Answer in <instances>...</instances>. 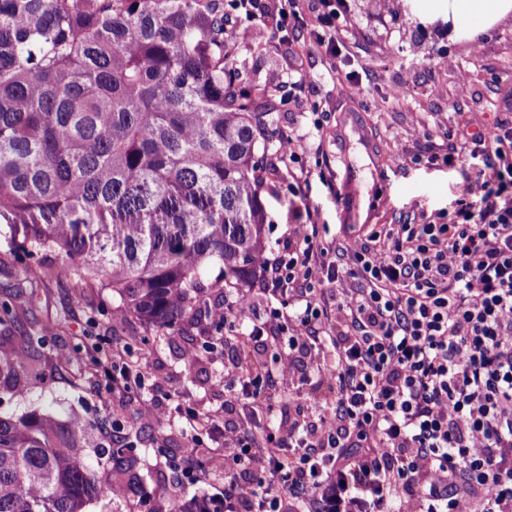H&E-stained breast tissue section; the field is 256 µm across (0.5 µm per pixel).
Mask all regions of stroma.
I'll return each mask as SVG.
<instances>
[{
    "label": "stroma",
    "mask_w": 512,
    "mask_h": 512,
    "mask_svg": "<svg viewBox=\"0 0 512 512\" xmlns=\"http://www.w3.org/2000/svg\"><path fill=\"white\" fill-rule=\"evenodd\" d=\"M302 25L283 41L262 30L251 44L235 49L233 69L245 89L270 103L269 151L280 140L302 138L301 159L280 164L281 176L261 194L272 248L289 225L314 211L319 238L347 249L352 238L375 224H408L419 214L453 211L470 167H450L438 158L448 150V132L468 126L477 132L497 122L512 123V14L490 27H472L458 18L448 29V0H348L353 28L339 68L329 69L311 39L322 10L320 0H297ZM353 75L359 95L345 100L336 84ZM405 93H389L396 85ZM21 234L0 220V292L17 282ZM46 276L36 279L21 331L36 335L33 364L46 381L24 378V395L0 387V413L21 415L45 408L97 422L95 441L112 447V421L124 424V445L137 459V481L124 498L109 495L89 512H174L184 497L224 498V457L202 438L198 479L188 482L170 467L185 443L179 408L191 406L218 423H240L243 413L225 386L226 354L241 327L188 323L157 332L142 321L116 318L111 291L80 288L56 276L54 254L37 257ZM79 348L70 361L62 348ZM103 356L122 354L146 364L157 386L114 393L106 370L89 365L93 348ZM197 359L187 363L185 352ZM157 398L163 422L138 421L143 401Z\"/></svg>",
    "instance_id": "obj_1"
}]
</instances>
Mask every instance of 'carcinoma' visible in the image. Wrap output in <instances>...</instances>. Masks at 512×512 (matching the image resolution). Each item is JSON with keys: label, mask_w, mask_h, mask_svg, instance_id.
Segmentation results:
<instances>
[{"label": "carcinoma", "mask_w": 512, "mask_h": 512, "mask_svg": "<svg viewBox=\"0 0 512 512\" xmlns=\"http://www.w3.org/2000/svg\"><path fill=\"white\" fill-rule=\"evenodd\" d=\"M223 0H0V218L57 275L109 289L157 330L207 318L205 289L261 272L266 112L229 67ZM0 300L19 323L25 283ZM35 336L0 351V386ZM78 415H0V512H87L137 479L123 448L90 460ZM177 512H224L191 497Z\"/></svg>", "instance_id": "1"}]
</instances>
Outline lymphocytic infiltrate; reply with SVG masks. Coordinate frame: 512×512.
Masks as SVG:
<instances>
[{
	"label": "lymphocytic infiltrate",
	"mask_w": 512,
	"mask_h": 512,
	"mask_svg": "<svg viewBox=\"0 0 512 512\" xmlns=\"http://www.w3.org/2000/svg\"><path fill=\"white\" fill-rule=\"evenodd\" d=\"M316 43L335 66L352 27L322 0ZM482 164L455 209L355 238L351 266L294 224L263 255L261 292L299 296L296 325L253 297L213 322L248 326L227 371L245 404L293 385L281 434L224 429V512H512V124L459 131L445 163ZM361 287L328 297L344 277ZM287 336L266 364L258 348Z\"/></svg>",
	"instance_id": "obj_1"
}]
</instances>
